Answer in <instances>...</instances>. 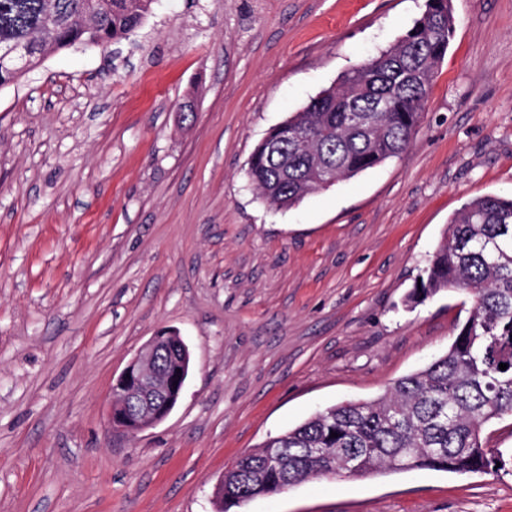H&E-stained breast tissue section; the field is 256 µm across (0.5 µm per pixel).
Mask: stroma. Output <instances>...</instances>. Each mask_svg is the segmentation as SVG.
I'll return each mask as SVG.
<instances>
[{
    "label": "stroma",
    "mask_w": 512,
    "mask_h": 512,
    "mask_svg": "<svg viewBox=\"0 0 512 512\" xmlns=\"http://www.w3.org/2000/svg\"><path fill=\"white\" fill-rule=\"evenodd\" d=\"M424 6L157 0L130 39L0 89V512H215L238 456L447 351L472 298L403 299L463 203L512 195V0H452L401 155L290 209L247 178L271 128ZM162 327L191 353L182 396L110 432L112 385ZM235 512H512V474L323 478Z\"/></svg>",
    "instance_id": "stroma-1"
}]
</instances>
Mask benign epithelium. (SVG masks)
<instances>
[{
    "label": "benign epithelium",
    "mask_w": 512,
    "mask_h": 512,
    "mask_svg": "<svg viewBox=\"0 0 512 512\" xmlns=\"http://www.w3.org/2000/svg\"><path fill=\"white\" fill-rule=\"evenodd\" d=\"M176 335L177 332L173 330L157 331L116 379L107 407V423L111 430L135 438L168 417V414L156 411L154 404L169 392L182 394L187 375L181 371L172 376H163L157 372L155 360ZM129 400L137 403V420L134 423L121 412V407Z\"/></svg>",
    "instance_id": "benign-epithelium-1"
}]
</instances>
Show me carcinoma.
I'll return each mask as SVG.
<instances>
[{"instance_id":"obj_1","label":"carcinoma","mask_w":512,"mask_h":512,"mask_svg":"<svg viewBox=\"0 0 512 512\" xmlns=\"http://www.w3.org/2000/svg\"><path fill=\"white\" fill-rule=\"evenodd\" d=\"M155 2L0 0V89L37 68L48 51L122 42ZM454 26L451 0H427L392 46L343 72L288 117V128L307 141L275 131L256 146L247 171L251 186L270 204L291 208L322 189L323 166H336L340 181L398 157L420 125ZM420 278L421 288L404 299L409 308L448 289L473 298L448 351L376 399L331 405L236 459L224 471L219 512L320 478L512 469V451L490 448L482 436L490 421L512 418V197L465 203ZM157 367L171 372L188 364L166 350Z\"/></svg>"}]
</instances>
